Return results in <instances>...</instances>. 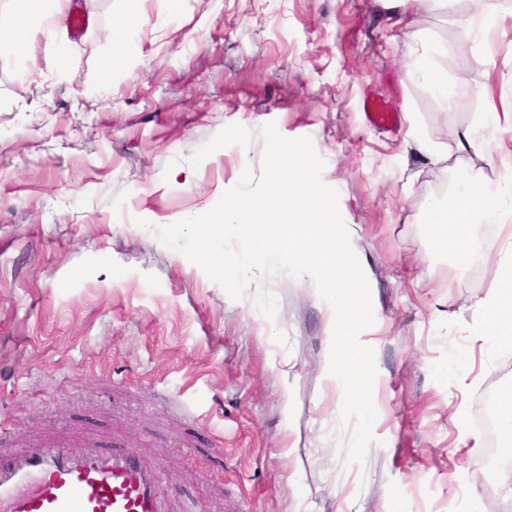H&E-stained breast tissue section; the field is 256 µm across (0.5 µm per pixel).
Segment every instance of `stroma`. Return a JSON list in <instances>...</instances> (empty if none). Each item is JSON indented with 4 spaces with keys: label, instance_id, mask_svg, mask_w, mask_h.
I'll list each match as a JSON object with an SVG mask.
<instances>
[{
    "label": "stroma",
    "instance_id": "obj_1",
    "mask_svg": "<svg viewBox=\"0 0 512 512\" xmlns=\"http://www.w3.org/2000/svg\"><path fill=\"white\" fill-rule=\"evenodd\" d=\"M94 20L61 45L0 59V460L49 445L130 448L162 476L166 512H512L500 468L468 459L512 348L469 299L499 276V226L468 265L425 256L420 211L454 188L404 150L409 122L447 150L496 135L474 64V8L411 0H72ZM455 106L409 78L421 34ZM118 62L109 63L112 45ZM368 98L404 122L371 127ZM311 137L372 282L375 438L344 462L329 305L309 276L233 300L157 230L211 210L262 144L190 155L224 126ZM464 404L463 424L450 411Z\"/></svg>",
    "mask_w": 512,
    "mask_h": 512
}]
</instances>
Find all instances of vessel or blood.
Listing matches in <instances>:
<instances>
[{
    "label": "vessel or blood",
    "instance_id": "1",
    "mask_svg": "<svg viewBox=\"0 0 512 512\" xmlns=\"http://www.w3.org/2000/svg\"><path fill=\"white\" fill-rule=\"evenodd\" d=\"M375 127L399 116L379 100H365ZM156 470L133 450L112 454L41 448L0 461V512H164Z\"/></svg>",
    "mask_w": 512,
    "mask_h": 512
}]
</instances>
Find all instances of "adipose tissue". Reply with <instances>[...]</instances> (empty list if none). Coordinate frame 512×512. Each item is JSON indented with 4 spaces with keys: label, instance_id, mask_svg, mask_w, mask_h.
<instances>
[{
    "label": "adipose tissue",
    "instance_id": "obj_1",
    "mask_svg": "<svg viewBox=\"0 0 512 512\" xmlns=\"http://www.w3.org/2000/svg\"><path fill=\"white\" fill-rule=\"evenodd\" d=\"M12 12L35 15L43 21V35L51 42L68 37L70 0H10ZM457 189L427 202L422 209L428 255L465 265L481 250L475 225L512 213V181L491 186L481 170L469 165L456 169ZM470 308L487 334L499 344H512V265H505L485 295L473 297Z\"/></svg>",
    "mask_w": 512,
    "mask_h": 512
}]
</instances>
